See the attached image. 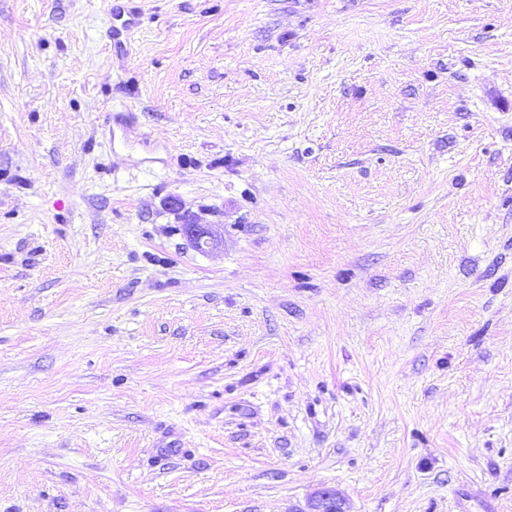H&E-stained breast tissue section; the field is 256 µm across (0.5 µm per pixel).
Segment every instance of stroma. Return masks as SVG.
Listing matches in <instances>:
<instances>
[{"instance_id": "1", "label": "stroma", "mask_w": 512, "mask_h": 512, "mask_svg": "<svg viewBox=\"0 0 512 512\" xmlns=\"http://www.w3.org/2000/svg\"><path fill=\"white\" fill-rule=\"evenodd\" d=\"M110 6L0 0V512H512V0ZM184 236L194 247L211 248L217 245L218 238L211 224H184ZM345 505L344 498L335 489L323 487L310 496L307 510L300 512H349Z\"/></svg>"}]
</instances>
